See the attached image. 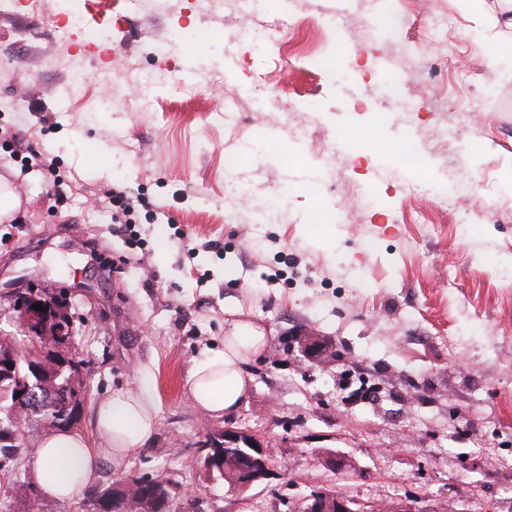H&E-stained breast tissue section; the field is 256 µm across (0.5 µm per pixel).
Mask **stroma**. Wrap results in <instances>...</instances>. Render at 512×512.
<instances>
[{
    "mask_svg": "<svg viewBox=\"0 0 512 512\" xmlns=\"http://www.w3.org/2000/svg\"><path fill=\"white\" fill-rule=\"evenodd\" d=\"M208 3L100 9L89 22L112 39L92 51L61 0L0 11V182L19 199L0 221V336L19 333L11 283L68 295L91 397L122 387L155 399L152 442L124 469L103 464L97 488L126 472L164 478L173 512H303L320 491L512 512L504 0L479 10L471 0H294L265 29L269 43L285 42L278 55L227 46L220 32L253 22ZM339 14L347 23L329 35ZM179 29L186 38L155 54ZM353 44L415 111L347 109L374 92L347 56ZM132 62L163 82L143 90ZM276 79L296 111L274 104ZM231 97L243 110L228 122L216 108ZM409 135L426 171L397 151ZM472 178L492 184L495 209L459 195ZM242 183L279 198L274 220L255 217ZM115 185L147 202L135 215L140 244L112 221L105 192ZM364 197L375 202L367 212ZM335 212L346 222L329 221ZM236 319L271 341L245 365L240 409L211 418L185 381ZM227 428L274 450L272 476L244 500L194 464L201 441ZM43 435L30 424L21 452L0 460V512H26L37 493Z\"/></svg>",
    "mask_w": 512,
    "mask_h": 512,
    "instance_id": "1",
    "label": "stroma"
}]
</instances>
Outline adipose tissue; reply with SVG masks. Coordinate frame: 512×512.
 <instances>
[{"label": "adipose tissue", "mask_w": 512, "mask_h": 512, "mask_svg": "<svg viewBox=\"0 0 512 512\" xmlns=\"http://www.w3.org/2000/svg\"><path fill=\"white\" fill-rule=\"evenodd\" d=\"M268 344L263 328L242 319L233 321L224 335L223 351L198 363L187 379L193 406L214 418L236 411L250 384L244 366ZM157 412L150 395L125 388L96 399L90 431L67 428L41 442L32 470L36 485L53 500L81 498L96 483L101 460L122 465L151 442Z\"/></svg>", "instance_id": "1"}]
</instances>
